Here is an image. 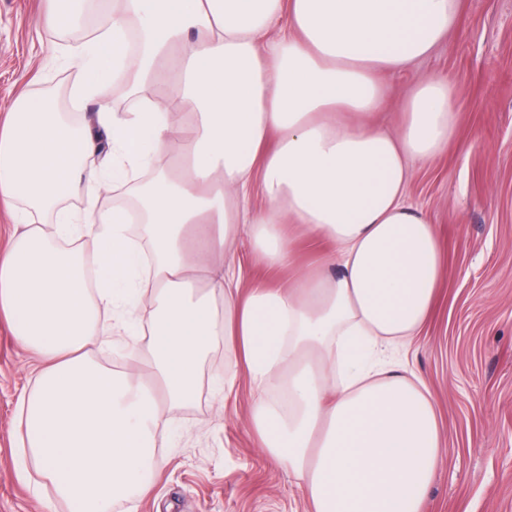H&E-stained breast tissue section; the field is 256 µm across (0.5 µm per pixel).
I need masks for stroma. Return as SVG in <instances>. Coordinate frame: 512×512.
I'll list each match as a JSON object with an SVG mask.
<instances>
[{
    "label": "stroma",
    "instance_id": "stroma-1",
    "mask_svg": "<svg viewBox=\"0 0 512 512\" xmlns=\"http://www.w3.org/2000/svg\"><path fill=\"white\" fill-rule=\"evenodd\" d=\"M46 0H0V120L17 97L51 92L68 108L74 75L61 58L78 47L43 25ZM458 88V137L434 160L409 162L406 201L437 230L445 260L433 312L394 361L431 394L443 461L422 512H512V0H461L459 24L428 57L385 75L390 104L375 123L394 129L416 81ZM234 262L244 287L288 273L258 264L248 225ZM35 359L0 315V512H68L37 470L16 464L18 399ZM246 371L216 348L193 403L177 410L158 450L155 485L112 512H309L287 469L260 448L249 421Z\"/></svg>",
    "mask_w": 512,
    "mask_h": 512
}]
</instances>
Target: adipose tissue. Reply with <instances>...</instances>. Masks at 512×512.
Returning a JSON list of instances; mask_svg holds the SVG:
<instances>
[{
    "instance_id": "1",
    "label": "adipose tissue",
    "mask_w": 512,
    "mask_h": 512,
    "mask_svg": "<svg viewBox=\"0 0 512 512\" xmlns=\"http://www.w3.org/2000/svg\"><path fill=\"white\" fill-rule=\"evenodd\" d=\"M460 0H105L67 58L74 125L52 96L0 127V313L39 361L19 398L20 461L69 512L148 495L159 435L216 343L255 389L251 423L311 512H420L441 458L422 382L383 357L416 336L443 276L436 231L407 205L409 158L457 134L452 80L419 81L392 132L380 76L430 55ZM288 25L278 37L270 30ZM125 79L129 106L110 102ZM266 205L248 210L250 184ZM123 191L106 206L99 196ZM82 197L79 211L68 201ZM256 260L320 271L241 293L224 266L239 225ZM148 337L149 375L96 363L115 330ZM297 248L298 265L302 269H307L315 265L320 254L328 250L329 246L322 239H300Z\"/></svg>"
}]
</instances>
